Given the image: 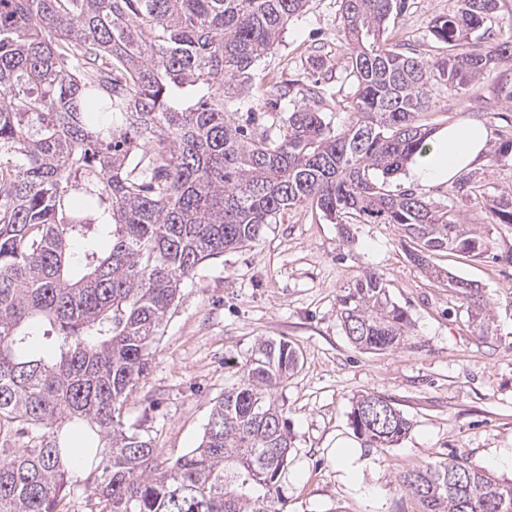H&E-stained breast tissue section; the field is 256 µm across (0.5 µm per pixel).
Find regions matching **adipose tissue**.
<instances>
[{
    "instance_id": "ef3b65f1",
    "label": "adipose tissue",
    "mask_w": 512,
    "mask_h": 512,
    "mask_svg": "<svg viewBox=\"0 0 512 512\" xmlns=\"http://www.w3.org/2000/svg\"><path fill=\"white\" fill-rule=\"evenodd\" d=\"M491 132L480 122L464 120L435 131L426 154L408 165V175L425 185L445 184L480 165Z\"/></svg>"
}]
</instances>
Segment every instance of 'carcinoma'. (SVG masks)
I'll use <instances>...</instances> for the list:
<instances>
[{
  "mask_svg": "<svg viewBox=\"0 0 512 512\" xmlns=\"http://www.w3.org/2000/svg\"><path fill=\"white\" fill-rule=\"evenodd\" d=\"M340 2L349 124L336 131L306 103L257 134L231 123L229 104L307 0H0V440H22L0 448V512H64L90 462L99 512H284L293 442L274 393L298 365L287 342L257 344L200 446L171 465L120 416L184 279L285 210L316 205L345 241L349 224H396L427 273L435 252L492 251L448 207L388 184L429 149L415 116L431 83L462 90L512 55V41L462 50L499 0H458L433 17L448 54L432 63L389 44L403 0ZM489 212L512 224V195ZM455 292L491 334L481 289ZM337 306L356 347L405 345L411 318L383 274L364 271ZM372 405L391 421H375ZM349 419L374 448L412 429L374 394ZM394 482L417 512H512V483L460 456Z\"/></svg>",
  "mask_w": 512,
  "mask_h": 512,
  "instance_id": "carcinoma-1",
  "label": "carcinoma"
}]
</instances>
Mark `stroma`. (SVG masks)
Here are the masks:
<instances>
[{
    "mask_svg": "<svg viewBox=\"0 0 512 512\" xmlns=\"http://www.w3.org/2000/svg\"><path fill=\"white\" fill-rule=\"evenodd\" d=\"M456 7L457 0H407L390 22L395 44L431 61L443 56L428 23ZM339 8L340 0H309L289 21L279 45L253 71L255 84L289 86L288 96L273 114L259 96L237 99L233 120L262 131L313 83L325 122L336 130L348 124L355 85L344 69ZM320 57L330 60L331 72H314ZM506 78H512V56L459 91L433 82V108L418 120L436 130L472 118L490 129L492 144L510 140L512 101L496 94ZM470 177L464 195L454 184L427 186L404 173L389 188L448 207L493 240V251L480 257L438 252L430 258L435 268L481 286L492 309L491 335L468 325L447 282L411 261L415 243L397 225H351L346 244L338 225L303 204L279 215L256 242L206 259L185 280L124 410L126 431L175 461L199 446L215 401L238 383L258 341L282 340L299 358L277 392L294 441L281 482L286 512H398L395 475L454 455L496 481L512 482V467L497 462L512 454V263L505 260L512 224L492 223L486 206L512 191V162L484 163ZM365 270L385 274L391 298L408 311L412 332L404 348L362 350L345 336L336 298ZM367 393L390 399L412 420L396 446L369 447L353 431L351 406ZM342 441L360 452L366 492L355 490L337 463Z\"/></svg>",
    "mask_w": 512,
    "mask_h": 512,
    "instance_id": "stroma-1",
    "label": "stroma"
}]
</instances>
